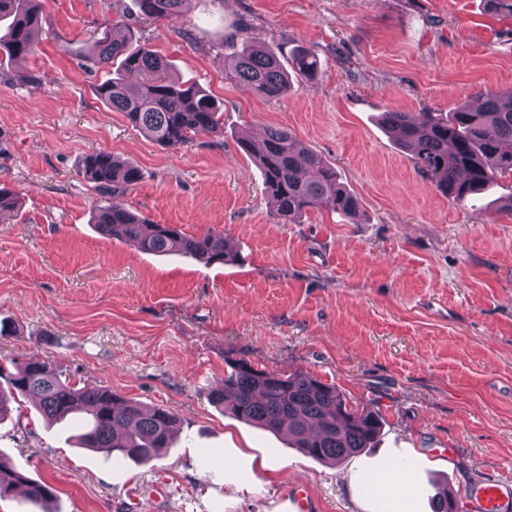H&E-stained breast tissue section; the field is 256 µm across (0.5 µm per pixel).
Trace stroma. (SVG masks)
I'll list each match as a JSON object with an SVG mask.
<instances>
[{
  "instance_id": "1",
  "label": "stroma",
  "mask_w": 512,
  "mask_h": 512,
  "mask_svg": "<svg viewBox=\"0 0 512 512\" xmlns=\"http://www.w3.org/2000/svg\"><path fill=\"white\" fill-rule=\"evenodd\" d=\"M38 48L0 64V354L49 360L178 421L147 464L78 447L86 416L46 425L31 397L0 422V453L56 491L55 512H390L364 485L389 457L413 482L402 512H432L434 481L466 498L512 484V178L458 203L383 128V112H449L512 90V17L497 0H189L151 21L136 0H41ZM122 22L224 109V131L157 145L106 108L95 41ZM248 35L290 66L321 64L269 100L227 77ZM273 126L319 153L358 197L281 224L242 140ZM106 151L138 169L117 203L187 235L225 234L235 259L208 266L101 235L83 171ZM304 372L379 412L376 447L339 463L211 404L230 362ZM292 64L294 72L306 79L315 77L320 67L316 56L306 50L298 51L293 57Z\"/></svg>"
}]
</instances>
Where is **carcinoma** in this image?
<instances>
[{
	"label": "carcinoma",
	"instance_id": "1",
	"mask_svg": "<svg viewBox=\"0 0 512 512\" xmlns=\"http://www.w3.org/2000/svg\"><path fill=\"white\" fill-rule=\"evenodd\" d=\"M40 0H0V52L17 62L34 54ZM184 0H139L146 17L172 21ZM115 23L104 29L92 68L104 71L96 93L106 106L121 112L149 140L176 147L189 143L200 130L221 129L222 113L215 102L194 84L171 73V64L145 42L134 48ZM294 72L306 79L316 76L320 63L306 50L292 60ZM229 70L245 89L269 100L290 87L288 71L263 47L233 52ZM383 121L410 154L419 172L456 202L480 194L499 178L512 176V90L487 95L480 107L437 112H385ZM243 146L261 170L264 190L281 224L295 223L311 209L332 207L350 221L358 217V198L340 185L336 170L322 157L298 152L285 128L271 127L260 139H245ZM84 172L97 187L116 195L136 183L139 172L97 152L86 157ZM93 223L103 235L119 236L147 253H180L206 265L234 259L227 238L212 231L188 236L168 224H155L144 215L117 203L93 206ZM0 419L8 412L3 389L21 396H37L36 410L49 422L65 419L81 408L89 417L79 434L81 447L117 458L148 463L167 453L177 417L162 407L143 408L101 386L77 388L62 380L47 360H10L0 357ZM210 400L227 404L238 419L269 432L288 427L292 447L302 454L329 462L356 456L370 447L381 431L377 412L348 407L336 387L302 372L289 375L259 370L244 360L229 364L224 383L211 390ZM25 487L32 502L49 504L53 488L28 477L0 453V497ZM456 502L448 484L437 488L433 512H449Z\"/></svg>",
	"mask_w": 512,
	"mask_h": 512
}]
</instances>
